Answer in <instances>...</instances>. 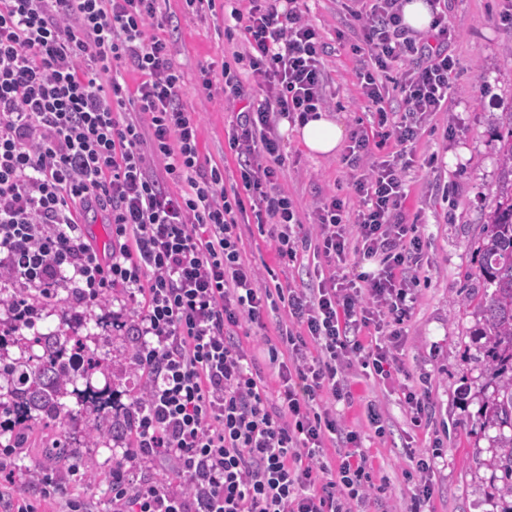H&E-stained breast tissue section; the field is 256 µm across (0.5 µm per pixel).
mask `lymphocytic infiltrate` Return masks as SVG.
Returning a JSON list of instances; mask_svg holds the SVG:
<instances>
[{"mask_svg":"<svg viewBox=\"0 0 512 512\" xmlns=\"http://www.w3.org/2000/svg\"><path fill=\"white\" fill-rule=\"evenodd\" d=\"M160 2L0 0V268L48 299L66 282L78 305L114 288L143 303L133 362L147 392L116 406L130 414L135 441L112 472V512H353L373 487L361 436L322 401L351 400V363L386 380L399 362L424 247L402 221L403 173L419 123L447 109L455 32L440 0H430L434 35L421 45L401 0H350L377 68L414 54L425 62L393 80L400 121L389 119L374 74L359 73L362 105L377 117L376 132H354L347 147L353 163H369L353 176L359 207L351 217L326 199L312 241L276 185L278 122H305L327 105L325 45L301 0H249L230 12L249 46L217 73L225 99L242 104L228 134L240 193L201 160ZM242 62L253 87L238 74ZM122 68L139 74L135 91L118 81ZM382 141L392 149L377 162ZM248 198L281 266L310 244L332 265L329 278L259 288L237 231ZM95 217L111 230L102 250L83 231ZM272 299L298 328L268 349L271 398L238 330ZM160 457L176 464L178 483L137 477L139 460Z\"/></svg>","mask_w":512,"mask_h":512,"instance_id":"lymphocytic-infiltrate-1","label":"lymphocytic infiltrate"}]
</instances>
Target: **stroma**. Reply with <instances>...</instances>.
<instances>
[{
	"instance_id": "35a3bbf8",
	"label": "stroma",
	"mask_w": 512,
	"mask_h": 512,
	"mask_svg": "<svg viewBox=\"0 0 512 512\" xmlns=\"http://www.w3.org/2000/svg\"><path fill=\"white\" fill-rule=\"evenodd\" d=\"M448 22L456 32L451 49L458 66L448 95V112L428 117L414 145L415 161L406 173L409 197L405 220L418 225L425 242L427 264L416 290L417 301L405 325L400 365L407 384L428 403V416L412 425L400 388H389L371 376L355 372L351 380L353 402L337 405L344 422L361 432L367 465L375 489L373 512H406L413 486L422 475L413 468L410 452L436 454L432 477V512H504L511 502L499 497V481L486 463L492 455V430L481 428L477 415L484 392L490 391L491 374L476 360L473 306L483 293L475 273L477 247L495 203L498 181L496 128L512 112V23L503 13L512 0H446ZM173 14L171 53L183 71L185 104L199 118L203 158L223 165L225 186H240L238 166L228 145L227 132L235 118L221 83L202 84L200 67H221L235 54L244 53L241 32L226 33L213 15L186 10L182 0H168ZM306 16L318 30L327 52L322 57L328 112L347 132L371 128L374 117L359 102L356 70L372 61L344 0H306ZM286 162L278 185L292 200L308 235H315L314 207L336 197L347 211H354L357 197L352 171L344 153L321 156L309 152L295 130L282 133ZM244 257L259 273L263 288L317 285L324 267L312 252L301 253L289 268L279 265L269 235L260 232L253 213L241 221ZM122 289L112 291L105 305L82 308L80 316L68 315L71 286L59 289L60 301L39 308V328L64 326L88 337L89 347L110 366L109 377L124 398L138 396L142 380L130 366V352L123 335L112 342H97V321L113 314L126 326L137 318L136 306L122 301ZM286 310L266 311L261 324L245 323L240 341L269 389H276V369L270 364L266 337L276 334ZM375 406L386 422L384 436H375L367 421L368 406ZM64 434L74 450L77 470L48 465L45 442ZM121 457L119 449L90 439L83 418L70 420L64 429L41 423L25 432V446L17 453L11 479L0 477V493L12 499L46 482L53 500H33L35 512H64L71 500L89 503L92 512H108L110 496L90 486L84 466L99 478H111Z\"/></svg>"
}]
</instances>
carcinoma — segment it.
I'll return each mask as SVG.
<instances>
[{
	"label": "carcinoma",
	"instance_id": "carcinoma-1",
	"mask_svg": "<svg viewBox=\"0 0 512 512\" xmlns=\"http://www.w3.org/2000/svg\"><path fill=\"white\" fill-rule=\"evenodd\" d=\"M498 170L495 206L478 246V277L484 292L477 303L474 335L483 340L479 345L482 362L495 374L493 391L479 409L481 425L497 429L488 467L498 475L501 497L512 498V112L507 113L504 133L500 134ZM77 348L75 344L66 354L51 351L46 357H36L27 368L35 381L32 389L16 386V367L0 357V379L6 381L5 392H0V408L22 425H63L84 414L89 435L111 440L116 429L130 422H117L108 412L107 402L87 409L86 393L76 386L81 364L74 353Z\"/></svg>",
	"mask_w": 512,
	"mask_h": 512
}]
</instances>
